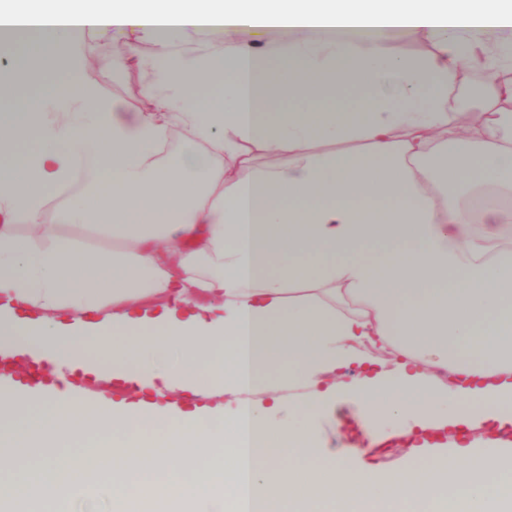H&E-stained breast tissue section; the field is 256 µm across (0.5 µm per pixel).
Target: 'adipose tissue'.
I'll list each match as a JSON object with an SVG mask.
<instances>
[{
  "label": "adipose tissue",
  "instance_id": "adipose-tissue-1",
  "mask_svg": "<svg viewBox=\"0 0 512 512\" xmlns=\"http://www.w3.org/2000/svg\"><path fill=\"white\" fill-rule=\"evenodd\" d=\"M111 29L141 109L58 76L72 33ZM23 33L25 109L0 114V457L50 472L0 473V512L91 490L110 512H512V482L485 481L512 472V214L444 198L487 175L512 190V0H0V46ZM398 33L429 51L393 50ZM463 66L488 93L477 151L452 157ZM353 140L365 151L314 150ZM270 146L280 164L259 167ZM56 196L62 222L120 249L53 234ZM78 368L141 396L79 398ZM273 383L308 419L257 400ZM340 401L414 455H329L320 420ZM94 425L120 440L54 454Z\"/></svg>",
  "mask_w": 512,
  "mask_h": 512
}]
</instances>
